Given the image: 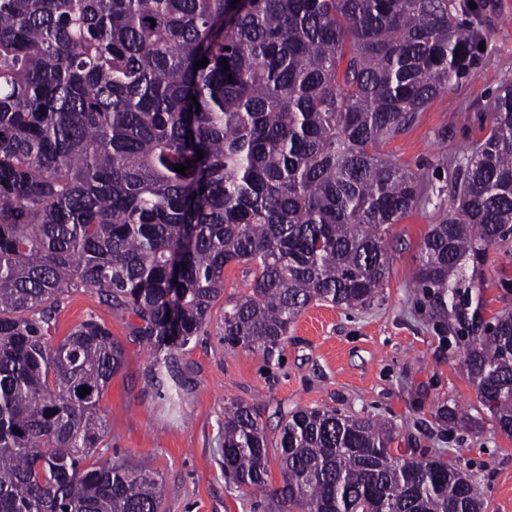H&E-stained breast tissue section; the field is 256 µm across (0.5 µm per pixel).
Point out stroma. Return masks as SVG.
Here are the masks:
<instances>
[{
    "instance_id": "obj_1",
    "label": "stroma",
    "mask_w": 512,
    "mask_h": 512,
    "mask_svg": "<svg viewBox=\"0 0 512 512\" xmlns=\"http://www.w3.org/2000/svg\"><path fill=\"white\" fill-rule=\"evenodd\" d=\"M484 49L475 65L438 96L416 123L383 144L397 163L422 174L426 200L386 242L390 277L374 303L343 309L309 305L288 332L278 359L225 347L223 302L191 343L176 354V392L158 388L150 371L148 342L137 319L109 304L93 288L66 294L57 334L66 336L86 319L105 323L125 347V365L101 401L110 451L145 462L163 484L164 512H274L271 499L245 495L224 482V404L255 409L268 440L269 481L281 482L279 441L289 412L324 408L391 422L404 456L441 457L476 484L487 512H512V438L502 434L469 382L461 347L448 343L412 281L419 245L429 225L452 209L444 165L463 160L490 127L493 98L512 80V0H489ZM512 255L490 248L483 267V317L512 304ZM468 410L474 422L450 429L438 406Z\"/></svg>"
}]
</instances>
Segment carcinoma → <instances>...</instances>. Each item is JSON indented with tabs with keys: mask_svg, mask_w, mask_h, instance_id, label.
Segmentation results:
<instances>
[{
	"mask_svg": "<svg viewBox=\"0 0 512 512\" xmlns=\"http://www.w3.org/2000/svg\"><path fill=\"white\" fill-rule=\"evenodd\" d=\"M484 9L0 0V512H161L158 474L101 448L124 346L93 318L54 341L71 290L141 319L161 376L231 263L250 284L224 309V345L268 360L311 303L374 301L384 235L425 198L380 146L474 65ZM451 180L454 211L429 225L414 281L440 325L454 320L478 401L512 438V310L489 322L473 301L488 249L512 245V82ZM437 416L471 423L457 407ZM396 436L334 410L289 413L278 512H484L469 476L394 455ZM268 469L254 409L225 404L224 477L265 492Z\"/></svg>",
	"mask_w": 512,
	"mask_h": 512,
	"instance_id": "obj_1",
	"label": "carcinoma"
}]
</instances>
